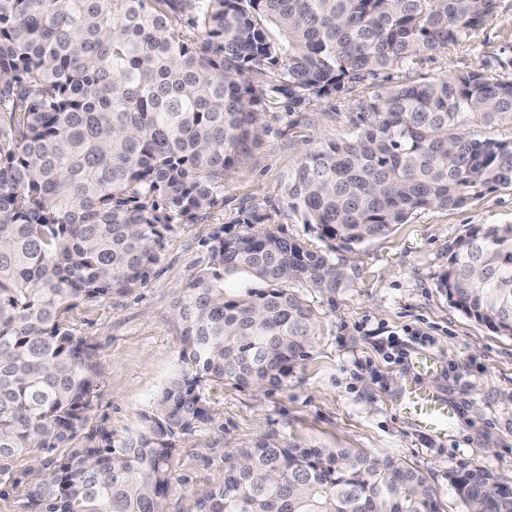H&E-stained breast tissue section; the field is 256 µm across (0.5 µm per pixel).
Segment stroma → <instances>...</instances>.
<instances>
[{
	"label": "stroma",
	"instance_id": "obj_1",
	"mask_svg": "<svg viewBox=\"0 0 512 512\" xmlns=\"http://www.w3.org/2000/svg\"><path fill=\"white\" fill-rule=\"evenodd\" d=\"M470 70L512 81V0H497L493 15L467 44L421 54L409 65L346 83L337 93L309 96L300 105L268 96L278 79L276 65L265 62L248 71L247 84L263 94L255 106L261 131L225 169L223 205L181 218L165 232L146 283L70 312L76 335L96 354L91 427L114 442L126 440L179 371L182 326L173 301L181 284L208 267L213 235L272 232L327 249V241L283 199L286 178L305 145L351 136L361 122L358 105L366 99ZM255 213L263 217L257 225L250 222ZM477 224H512V189L459 208L417 211L387 233L339 251L350 284L336 293L292 282L293 293L316 319L308 358L280 388L203 385L210 420L177 435L163 512H186L231 456L264 437L408 462L427 474L443 512H462L449 472L479 466L512 478V339L464 315L438 286L449 248ZM422 353L436 357L438 372L414 371ZM404 381L437 390L455 406L447 439L413 431L395 411L393 398Z\"/></svg>",
	"mask_w": 512,
	"mask_h": 512
}]
</instances>
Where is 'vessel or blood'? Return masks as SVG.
<instances>
[{"label": "vessel or blood", "mask_w": 512, "mask_h": 512, "mask_svg": "<svg viewBox=\"0 0 512 512\" xmlns=\"http://www.w3.org/2000/svg\"><path fill=\"white\" fill-rule=\"evenodd\" d=\"M396 411L414 428L437 440L448 437L456 411L434 390L403 382L394 398Z\"/></svg>", "instance_id": "b4317fda"}]
</instances>
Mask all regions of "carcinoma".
<instances>
[{"instance_id":"cac0c4a2","label":"carcinoma","mask_w":512,"mask_h":512,"mask_svg":"<svg viewBox=\"0 0 512 512\" xmlns=\"http://www.w3.org/2000/svg\"><path fill=\"white\" fill-rule=\"evenodd\" d=\"M496 0H0V495L42 479L24 512H162L175 437L209 421L203 382L278 388L305 360L344 264L274 233L213 237L178 291L182 371L120 444L86 428L94 347L69 313L144 283L163 231L224 203V170L254 129L238 76L280 66L270 94L301 103L420 53L468 42ZM346 139L307 149L284 199L347 250L417 211L512 188V82L468 71L359 105ZM246 271L266 288L224 294ZM439 287L512 338V224L476 226ZM464 512H512V480L448 477ZM189 512H441L420 470L264 438L238 451Z\"/></svg>"}]
</instances>
